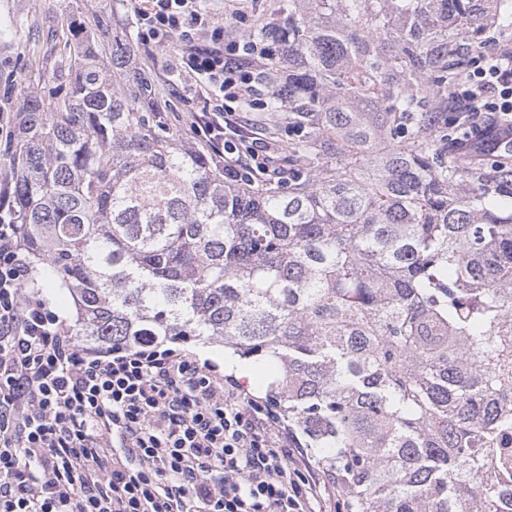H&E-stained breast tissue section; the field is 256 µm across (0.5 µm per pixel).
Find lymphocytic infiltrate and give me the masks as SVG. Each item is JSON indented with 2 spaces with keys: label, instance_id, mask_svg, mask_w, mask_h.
<instances>
[{
  "label": "lymphocytic infiltrate",
  "instance_id": "f902f5d3",
  "mask_svg": "<svg viewBox=\"0 0 512 512\" xmlns=\"http://www.w3.org/2000/svg\"><path fill=\"white\" fill-rule=\"evenodd\" d=\"M131 7L141 44L178 43L225 175H270L264 147L224 129L250 89L241 60L272 49L225 45L200 0ZM465 84L471 134L512 137V59L483 52ZM326 477L269 403L215 367L152 343L81 348L0 205V512H315Z\"/></svg>",
  "mask_w": 512,
  "mask_h": 512
}]
</instances>
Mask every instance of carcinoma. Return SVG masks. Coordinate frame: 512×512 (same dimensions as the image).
Returning <instances> with one entry per match:
<instances>
[{"label":"carcinoma","instance_id":"cac0c4a2","mask_svg":"<svg viewBox=\"0 0 512 512\" xmlns=\"http://www.w3.org/2000/svg\"><path fill=\"white\" fill-rule=\"evenodd\" d=\"M511 27L512 0H287L245 65L288 119V185L253 188L166 130L125 36L105 56L76 29L19 108L22 243L93 345L274 361L266 396L346 512H512L485 479L512 424V154L445 147L467 63Z\"/></svg>","mask_w":512,"mask_h":512}]
</instances>
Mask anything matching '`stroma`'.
<instances>
[{"instance_id":"35a3bbf8","label":"stroma","mask_w":512,"mask_h":512,"mask_svg":"<svg viewBox=\"0 0 512 512\" xmlns=\"http://www.w3.org/2000/svg\"><path fill=\"white\" fill-rule=\"evenodd\" d=\"M204 7L224 28L225 41L249 36L258 16L277 12L278 0H205ZM110 28L101 33L108 42L113 31L137 33V21L128 0H0V23L9 29L0 35V188L9 187L14 169L19 104L30 79L65 56L62 37L67 27L93 28L97 20ZM138 71L155 88L162 121L183 142L204 144L200 104L183 96L187 76L164 69L170 50L135 44Z\"/></svg>"}]
</instances>
